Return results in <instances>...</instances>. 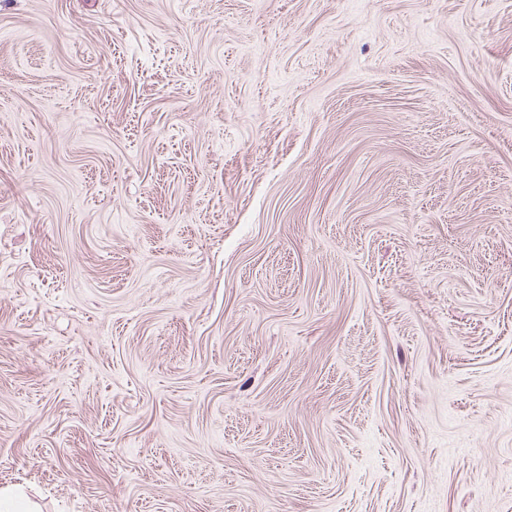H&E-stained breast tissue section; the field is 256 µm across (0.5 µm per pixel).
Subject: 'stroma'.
Wrapping results in <instances>:
<instances>
[{
	"mask_svg": "<svg viewBox=\"0 0 512 512\" xmlns=\"http://www.w3.org/2000/svg\"><path fill=\"white\" fill-rule=\"evenodd\" d=\"M7 487L512 512V0H0Z\"/></svg>",
	"mask_w": 512,
	"mask_h": 512,
	"instance_id": "stroma-1",
	"label": "stroma"
}]
</instances>
